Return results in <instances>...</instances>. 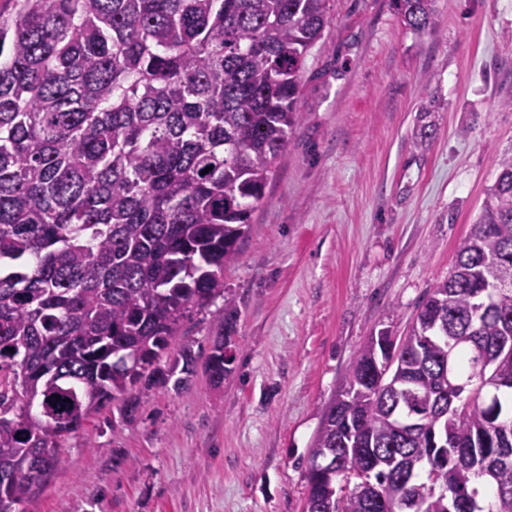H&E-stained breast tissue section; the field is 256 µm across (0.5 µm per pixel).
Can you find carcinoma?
<instances>
[{
  "label": "carcinoma",
  "mask_w": 512,
  "mask_h": 512,
  "mask_svg": "<svg viewBox=\"0 0 512 512\" xmlns=\"http://www.w3.org/2000/svg\"><path fill=\"white\" fill-rule=\"evenodd\" d=\"M3 2L0 512H21L91 414L133 422L188 384L184 322L220 298L207 372L232 373L224 269L336 0ZM396 4L436 28L434 0ZM498 169L406 333L356 352L308 450L306 512H512V154Z\"/></svg>",
  "instance_id": "cac0c4a2"
}]
</instances>
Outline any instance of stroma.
Instances as JSON below:
<instances>
[{
    "instance_id": "35a3bbf8",
    "label": "stroma",
    "mask_w": 512,
    "mask_h": 512,
    "mask_svg": "<svg viewBox=\"0 0 512 512\" xmlns=\"http://www.w3.org/2000/svg\"><path fill=\"white\" fill-rule=\"evenodd\" d=\"M435 11L417 34L394 0H336L301 122L224 271L233 372L212 386L219 313L193 315L190 383L154 390L132 423L90 416L25 512H304L308 448L356 351L447 278L512 152V0ZM426 104L436 134L417 148Z\"/></svg>"
}]
</instances>
